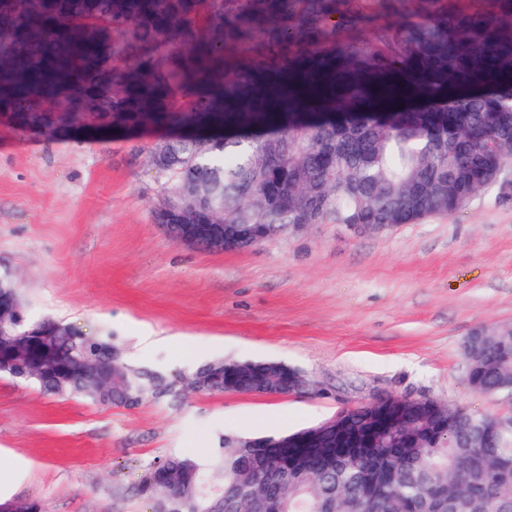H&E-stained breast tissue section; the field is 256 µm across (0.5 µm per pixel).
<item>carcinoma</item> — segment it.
Listing matches in <instances>:
<instances>
[{
    "label": "carcinoma",
    "mask_w": 512,
    "mask_h": 512,
    "mask_svg": "<svg viewBox=\"0 0 512 512\" xmlns=\"http://www.w3.org/2000/svg\"><path fill=\"white\" fill-rule=\"evenodd\" d=\"M99 131H168L174 182L204 183L226 224H418L454 212L512 157V0H0V117L46 135L56 114ZM210 150L186 163L196 136ZM50 326L53 395L134 408L262 386L276 372L213 377L133 366L111 336ZM468 336L467 385L512 395V325ZM117 376L85 381L77 352ZM348 437L319 434L292 473L272 437L220 435L206 458L175 455L133 485L153 512H512V415L416 399L407 429L375 430L364 406ZM224 484L209 495L212 474Z\"/></svg>",
    "instance_id": "cac0c4a2"
}]
</instances>
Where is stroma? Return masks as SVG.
I'll return each mask as SVG.
<instances>
[{
  "label": "stroma",
  "mask_w": 512,
  "mask_h": 512,
  "mask_svg": "<svg viewBox=\"0 0 512 512\" xmlns=\"http://www.w3.org/2000/svg\"><path fill=\"white\" fill-rule=\"evenodd\" d=\"M160 133L0 121V273L30 319L112 335L135 365L183 372L223 358L276 361L307 389L185 394L103 406L0 374V474L10 499L47 512H152L131 487L146 465L205 455L224 432L318 425L379 394L483 414L512 407L471 390L462 342L512 323V198L499 184L453 213L353 235L316 224L246 249L176 244L154 219Z\"/></svg>",
  "instance_id": "35a3bbf8"
}]
</instances>
